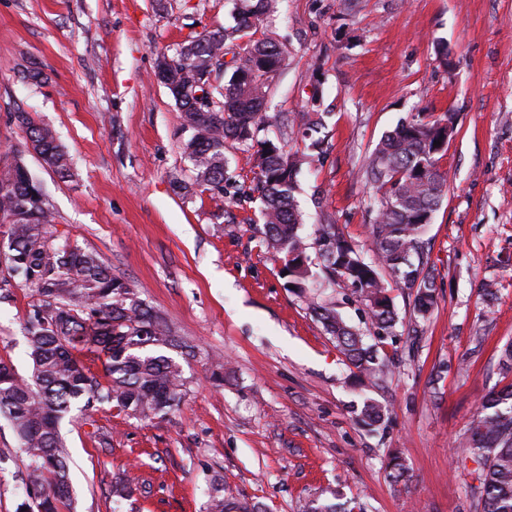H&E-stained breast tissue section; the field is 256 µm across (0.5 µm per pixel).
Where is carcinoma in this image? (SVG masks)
Instances as JSON below:
<instances>
[{"label": "carcinoma", "instance_id": "carcinoma-1", "mask_svg": "<svg viewBox=\"0 0 512 512\" xmlns=\"http://www.w3.org/2000/svg\"><path fill=\"white\" fill-rule=\"evenodd\" d=\"M277 0H235L234 23L203 35L188 36L176 55L157 58L155 76L173 84L196 79L199 63H210L213 80L200 104L171 92L190 131L184 152L193 165L194 184L224 197L237 175L224 156L227 144L254 149V191L260 200L261 244L279 256L288 284L307 297L313 268L331 284L349 288L365 306V329L348 324L332 302L309 307L336 342L350 366L374 384L384 374L374 336L397 335L402 324L390 289L415 290V315L426 320L437 303V284L428 268L425 235L447 193V178L437 167L456 133L450 112H418L399 121L367 158L363 175L375 186L374 212L368 225L372 255L337 231L331 221L303 233L304 219L295 204L297 175L305 163L327 153L322 116H302L298 134L303 149L292 154L271 128L284 123L265 111L272 78L283 67L287 50L258 35L261 18L272 15ZM239 48L233 65L224 66L226 51ZM34 152L60 178L72 176L68 154L55 133L35 124L28 113L16 114ZM0 221L8 224V246L0 267V290L12 281L31 289L25 322L28 376L0 361V415L11 424L29 459L26 490L37 512H59L70 500L69 464L61 432L65 418L90 405H108L137 420L161 417L182 399L183 370L167 355L178 346L165 319L147 306L134 288L96 254L67 243L49 244L52 218L40 184L17 158L0 176ZM88 346L106 356V381L88 374L74 350ZM359 420L378 428L385 411L371 397L363 399ZM465 447L483 465V512H512V383L489 394L469 429ZM388 476L408 481V469L396 453ZM205 512H264L261 504L241 499L214 478Z\"/></svg>", "mask_w": 512, "mask_h": 512}]
</instances>
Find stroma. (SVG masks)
Wrapping results in <instances>:
<instances>
[{
	"instance_id": "stroma-1",
	"label": "stroma",
	"mask_w": 512,
	"mask_h": 512,
	"mask_svg": "<svg viewBox=\"0 0 512 512\" xmlns=\"http://www.w3.org/2000/svg\"><path fill=\"white\" fill-rule=\"evenodd\" d=\"M233 8L0 0V172L22 157L59 240L97 253L184 344L171 352L183 369L178 409L151 421L106 406L65 419L72 502L60 512H204L216 475L268 512H302L327 488L367 512H482L481 466L461 441L504 385L499 353L512 343V0H280L263 22L288 46L269 112H322L329 134L323 162L298 176L306 224L331 218L369 249L363 163L411 114L456 117L439 162L448 197L426 234L437 305L419 323L410 292L392 290L406 333L380 343L390 371L368 389L353 385L352 368L261 245L249 152L227 149L241 189L211 199L193 183L183 116L155 77L158 55L231 23ZM30 70L40 81L26 79ZM19 112L55 131L71 178L42 165ZM32 300L20 286L0 300V359L23 375ZM363 393L386 407L384 432L357 423ZM394 452L407 484L387 476ZM27 466L0 416V512H26ZM124 474L148 492L118 504L112 484Z\"/></svg>"
}]
</instances>
